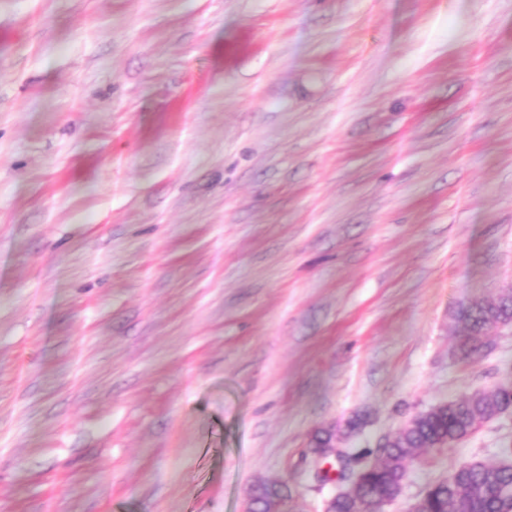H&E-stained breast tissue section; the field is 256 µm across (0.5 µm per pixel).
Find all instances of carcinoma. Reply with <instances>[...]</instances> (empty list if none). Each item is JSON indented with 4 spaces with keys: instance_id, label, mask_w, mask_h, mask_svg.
I'll return each mask as SVG.
<instances>
[{
    "instance_id": "1",
    "label": "carcinoma",
    "mask_w": 512,
    "mask_h": 512,
    "mask_svg": "<svg viewBox=\"0 0 512 512\" xmlns=\"http://www.w3.org/2000/svg\"><path fill=\"white\" fill-rule=\"evenodd\" d=\"M462 335L456 354L468 358L483 346L500 322H512V294L493 300H474L457 316ZM512 404V387L498 384L470 398L449 401L434 411L416 417L396 433L390 446L380 449L382 461L360 467L358 496L361 512H376L381 500L392 499L405 483V464L421 450L453 447ZM283 497L276 481L262 485L253 494L255 512H265L274 498ZM409 512H512V464L465 462L444 480L428 486L409 505Z\"/></svg>"
}]
</instances>
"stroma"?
<instances>
[{
  "mask_svg": "<svg viewBox=\"0 0 512 512\" xmlns=\"http://www.w3.org/2000/svg\"><path fill=\"white\" fill-rule=\"evenodd\" d=\"M510 282L512 0H0V512H321L317 430L512 375ZM457 320L462 325V335L455 352L458 356L468 358L481 347L492 345L485 341L490 333L512 329V295L508 292L493 300H474L458 313ZM276 497H283L282 485L276 481L264 484L256 489L252 496V504L255 512H266V506Z\"/></svg>",
  "mask_w": 512,
  "mask_h": 512,
  "instance_id": "obj_1",
  "label": "stroma"
}]
</instances>
